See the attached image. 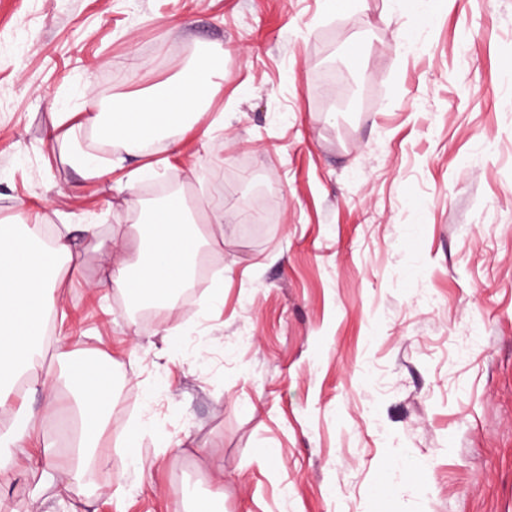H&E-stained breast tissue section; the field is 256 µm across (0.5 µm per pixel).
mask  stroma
Here are the masks:
<instances>
[{"instance_id": "1", "label": "stroma", "mask_w": 512, "mask_h": 512, "mask_svg": "<svg viewBox=\"0 0 512 512\" xmlns=\"http://www.w3.org/2000/svg\"><path fill=\"white\" fill-rule=\"evenodd\" d=\"M219 48L185 128L111 144L125 163L97 180L68 163L62 113ZM158 179L224 221L191 298L144 322L90 285L134 250ZM17 214L102 225L59 273L38 374L59 349L111 357L145 466L115 464L108 431L80 480L1 478L0 512H512V0H0V220Z\"/></svg>"}]
</instances>
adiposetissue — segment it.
<instances>
[{
  "instance_id": "1",
  "label": "adipose tissue",
  "mask_w": 512,
  "mask_h": 512,
  "mask_svg": "<svg viewBox=\"0 0 512 512\" xmlns=\"http://www.w3.org/2000/svg\"><path fill=\"white\" fill-rule=\"evenodd\" d=\"M223 76L213 58L194 62L186 74L171 80L164 91L145 93L124 101L113 112L110 124L99 116L71 121L70 161L85 177H97L121 166L122 157L99 163L83 150L80 133L90 125L100 130L105 141L128 146L151 144L159 134L188 125L192 115L209 100ZM139 247L129 261L107 263L95 282L96 292L117 289L143 302L167 307L176 304L185 288L193 284L199 249L208 237L183 198L167 201L143 214L136 227ZM40 226L0 225V393L24 384L37 390L40 358L48 343L46 320L56 309L57 299L50 283L59 262L70 259L68 235L52 232L50 245H43ZM63 366L55 378V388L67 393L68 411L73 421L70 435L73 466L64 468L54 461L52 440L43 432L48 415L22 406L14 410L7 425L0 427V475L11 474L20 466L39 471L40 485L52 486L77 478V466L92 456L102 431L111 429L112 364L94 359L81 351H60ZM38 448H29L32 438Z\"/></svg>"
}]
</instances>
